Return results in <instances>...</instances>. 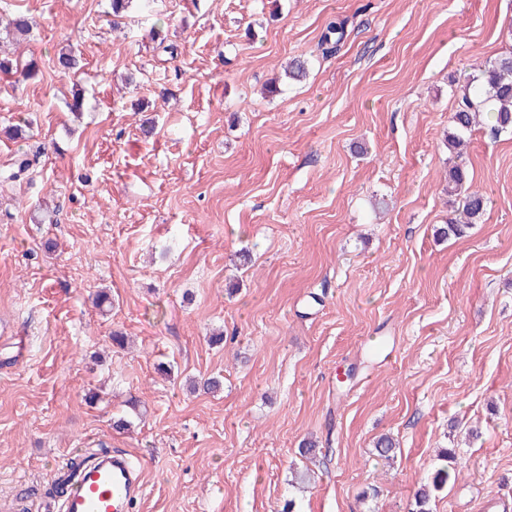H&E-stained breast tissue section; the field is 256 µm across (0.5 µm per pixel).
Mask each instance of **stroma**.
<instances>
[{"mask_svg": "<svg viewBox=\"0 0 512 512\" xmlns=\"http://www.w3.org/2000/svg\"><path fill=\"white\" fill-rule=\"evenodd\" d=\"M17 13L40 73H0V171L38 163L0 182V512H46L103 448L143 470L132 512H413L444 466L430 512H512V131L472 132L488 209L436 236L449 117L512 52V0H134L117 22L0 0ZM345 38V21L338 20L331 21L325 31L322 33L319 47L323 54H330L337 52L339 46Z\"/></svg>", "mask_w": 512, "mask_h": 512, "instance_id": "35a3bbf8", "label": "stroma"}]
</instances>
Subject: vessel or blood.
Returning <instances> with one entry per match:
<instances>
[{"instance_id": "vessel-or-blood-1", "label": "vessel or blood", "mask_w": 512, "mask_h": 512, "mask_svg": "<svg viewBox=\"0 0 512 512\" xmlns=\"http://www.w3.org/2000/svg\"><path fill=\"white\" fill-rule=\"evenodd\" d=\"M61 479L72 485L63 512H132L143 473L131 467L127 453L110 451L77 475L62 473Z\"/></svg>"}]
</instances>
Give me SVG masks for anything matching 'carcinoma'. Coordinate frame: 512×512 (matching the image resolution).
Masks as SVG:
<instances>
[{
  "label": "carcinoma",
  "mask_w": 512,
  "mask_h": 512,
  "mask_svg": "<svg viewBox=\"0 0 512 512\" xmlns=\"http://www.w3.org/2000/svg\"><path fill=\"white\" fill-rule=\"evenodd\" d=\"M32 28L29 18L17 15L7 24V34L15 41L29 35ZM345 38V21L330 22L322 33L319 47L324 54L339 49ZM496 131L512 129V53L501 55L484 67L476 79L467 82L461 102L452 116L453 131L448 133V152L461 156L467 147L465 135L481 124L482 114ZM32 160L22 156L5 174L4 181L13 182L29 172ZM446 191L451 197H460L458 208L448 217V222L437 230L443 239L461 237L474 224H479L486 213L488 198L480 189L472 188L464 167H448Z\"/></svg>",
  "instance_id": "1"
}]
</instances>
